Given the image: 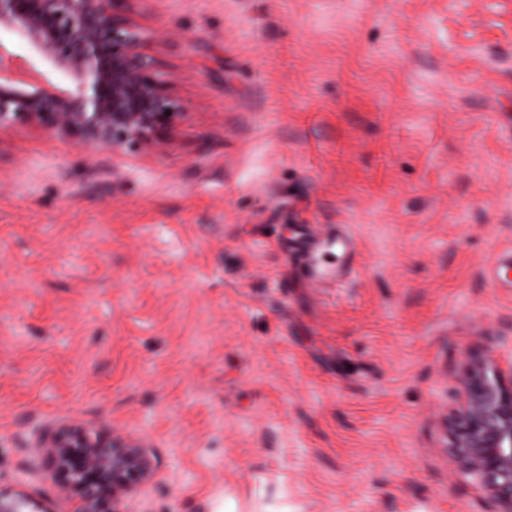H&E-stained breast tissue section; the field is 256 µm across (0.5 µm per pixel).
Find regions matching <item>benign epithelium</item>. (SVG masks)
Returning <instances> with one entry per match:
<instances>
[{
  "label": "benign epithelium",
  "instance_id": "obj_1",
  "mask_svg": "<svg viewBox=\"0 0 512 512\" xmlns=\"http://www.w3.org/2000/svg\"><path fill=\"white\" fill-rule=\"evenodd\" d=\"M135 0H0V31L25 41L32 58L0 45V132L37 129L78 148L150 155L187 116L184 99L147 51ZM70 83L50 91L28 80L35 62ZM512 351L503 330L464 355L457 386L438 416L440 452L484 495L485 512H512ZM52 478L78 495L75 512H125L124 501L150 482L148 446L118 429L105 435L81 422L42 431Z\"/></svg>",
  "mask_w": 512,
  "mask_h": 512
}]
</instances>
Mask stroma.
<instances>
[{"label": "stroma", "mask_w": 512, "mask_h": 512, "mask_svg": "<svg viewBox=\"0 0 512 512\" xmlns=\"http://www.w3.org/2000/svg\"><path fill=\"white\" fill-rule=\"evenodd\" d=\"M152 156L0 134V497L35 433L148 441L127 512H481L443 370L512 320V0H139ZM350 239L354 272L333 238Z\"/></svg>", "instance_id": "obj_1"}]
</instances>
